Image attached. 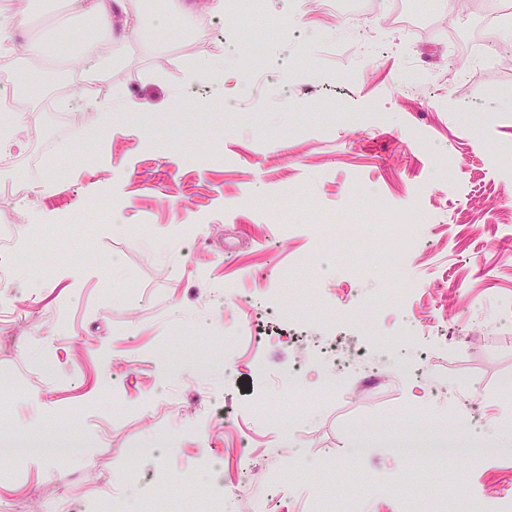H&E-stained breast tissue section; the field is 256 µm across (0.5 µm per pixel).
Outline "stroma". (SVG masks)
Wrapping results in <instances>:
<instances>
[{
	"label": "stroma",
	"instance_id": "obj_1",
	"mask_svg": "<svg viewBox=\"0 0 512 512\" xmlns=\"http://www.w3.org/2000/svg\"><path fill=\"white\" fill-rule=\"evenodd\" d=\"M27 2L8 22L11 75L79 74L78 56L25 49L59 21L87 37L75 0ZM106 37L121 63L88 99L158 112L116 113L103 140L85 136L92 112L29 130L18 171L55 188L0 199L23 314L0 339V433L86 447L0 454V512H91L106 488L129 512H200L212 461L235 473L242 447L267 474L240 485L257 512L512 497V447L494 445L512 429V69L464 58L474 42L512 53L506 25L474 2L452 18L444 0H376L351 21L320 0H232ZM387 210L418 238L390 260ZM430 320L478 341L419 336ZM237 327L231 359L195 363ZM370 368L397 378L369 383ZM286 414L292 448L273 423ZM451 433L488 453L446 467L400 452Z\"/></svg>",
	"mask_w": 512,
	"mask_h": 512
}]
</instances>
